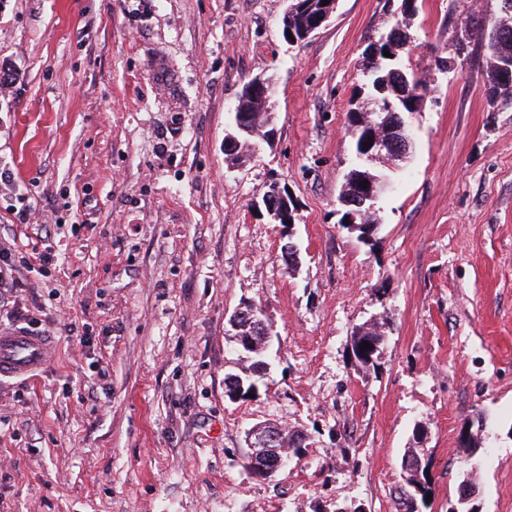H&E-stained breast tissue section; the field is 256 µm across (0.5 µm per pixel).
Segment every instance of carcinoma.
Returning a JSON list of instances; mask_svg holds the SVG:
<instances>
[{"instance_id":"cac0c4a2","label":"carcinoma","mask_w":512,"mask_h":512,"mask_svg":"<svg viewBox=\"0 0 512 512\" xmlns=\"http://www.w3.org/2000/svg\"><path fill=\"white\" fill-rule=\"evenodd\" d=\"M325 0H290L288 13L283 15L282 26L288 28L298 41H304V36L312 27L316 17L327 10L323 6ZM417 12V0H402L401 23L393 27L388 33L371 41L366 50V69L371 78L373 99L379 101L376 110L367 111L360 107L348 112V123L355 135V151H361L366 137L376 132L386 137L393 136V130L398 118H406V115L418 111L422 98L419 88L427 86L424 76L417 72L403 68L398 62V48L410 42V36L405 31L409 26L408 20ZM501 12L491 26L477 21L472 29L480 32V42L483 43L489 56V66L486 73L485 92L489 100L493 101L503 97V101L512 104V80L503 81L499 78L502 67L506 64L512 66V0H501ZM388 51L390 56H383V51ZM237 106L244 112L253 114L255 132L243 131L236 126H231V134L236 141L225 142L224 151L229 155H235L241 149H251V141L256 135L262 134L269 121V113L259 109L257 103L248 95L247 90H242L237 99ZM367 183V187L380 191L378 174L363 164H356L346 174L342 190L341 203L345 207L344 217L353 214L367 215V223L342 225V228L351 233L358 234L363 241L372 240L378 229L379 219L376 210L370 208V204H362V198L358 192L362 189L360 183ZM385 322H374L370 327H361L352 334L351 354L355 365L361 370H369L376 367V362L381 353V347L385 340ZM370 343L371 348L363 351L361 345ZM266 344L259 341L248 351L251 363L245 368L243 374H233V384L241 388L239 397L244 399L247 394L258 390L265 361ZM285 440L288 447L295 449L296 454H301L306 448L307 437L303 431L295 428L285 430ZM406 476L405 488L400 490L399 504L403 512H419L418 506L426 505L427 495L434 493L432 480L429 474V463L415 450H410L402 466Z\"/></svg>"}]
</instances>
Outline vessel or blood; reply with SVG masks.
<instances>
[{"instance_id":"b4317fda","label":"vessel or blood","mask_w":512,"mask_h":512,"mask_svg":"<svg viewBox=\"0 0 512 512\" xmlns=\"http://www.w3.org/2000/svg\"><path fill=\"white\" fill-rule=\"evenodd\" d=\"M51 337L26 329H0V379L24 377L51 361Z\"/></svg>"}]
</instances>
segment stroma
I'll return each instance as SVG.
<instances>
[{
	"instance_id": "obj_1",
	"label": "stroma",
	"mask_w": 512,
	"mask_h": 512,
	"mask_svg": "<svg viewBox=\"0 0 512 512\" xmlns=\"http://www.w3.org/2000/svg\"><path fill=\"white\" fill-rule=\"evenodd\" d=\"M400 5L336 0L292 45L286 0H0V166L20 187L0 196V242L58 257L0 294L54 340L43 372L0 381V512H400L417 446L425 512H461L466 478L478 512H512V107L490 110L466 39L500 0H418L400 54L431 89L413 146L374 239L339 225L363 51ZM253 78L273 85L274 133L235 161L229 112ZM275 185L294 225L254 210ZM248 302L270 368L233 401L229 318ZM376 320L364 372L351 334ZM264 422L308 435L266 480L243 467ZM385 322H374L369 328L361 327L352 334L351 354L355 365L361 370L375 369L385 340ZM365 342L371 344V349L361 351ZM404 461V459H403ZM402 469L406 476V487L400 490V510L405 512H419V504L426 506L427 494L433 495L434 488L429 474V462L420 456L417 450H408ZM418 474L420 478L418 479Z\"/></svg>"
}]
</instances>
